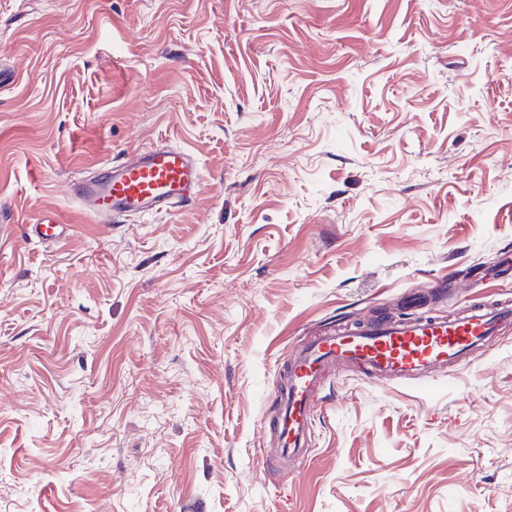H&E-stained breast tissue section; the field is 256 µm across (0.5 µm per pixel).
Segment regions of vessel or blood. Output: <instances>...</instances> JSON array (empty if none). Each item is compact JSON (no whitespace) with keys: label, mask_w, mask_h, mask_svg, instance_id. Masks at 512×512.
<instances>
[{"label":"vessel or blood","mask_w":512,"mask_h":512,"mask_svg":"<svg viewBox=\"0 0 512 512\" xmlns=\"http://www.w3.org/2000/svg\"><path fill=\"white\" fill-rule=\"evenodd\" d=\"M200 180L192 154L149 146L122 162L104 164L94 177L72 182L69 195L87 218L102 223L115 213L133 216L179 205L191 198ZM511 324L512 301L507 300L456 319L373 320L310 338L288 368L287 393L277 397L281 454L302 453L309 413L335 365L352 364L373 377L425 380L465 361L474 347Z\"/></svg>","instance_id":"1"}]
</instances>
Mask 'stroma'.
Returning <instances> with one entry per match:
<instances>
[{"label": "stroma", "mask_w": 512, "mask_h": 512, "mask_svg": "<svg viewBox=\"0 0 512 512\" xmlns=\"http://www.w3.org/2000/svg\"><path fill=\"white\" fill-rule=\"evenodd\" d=\"M151 145L191 202L86 220ZM508 250L512 0H0V512H512V326L430 391L337 367L300 459L271 404Z\"/></svg>", "instance_id": "obj_1"}]
</instances>
